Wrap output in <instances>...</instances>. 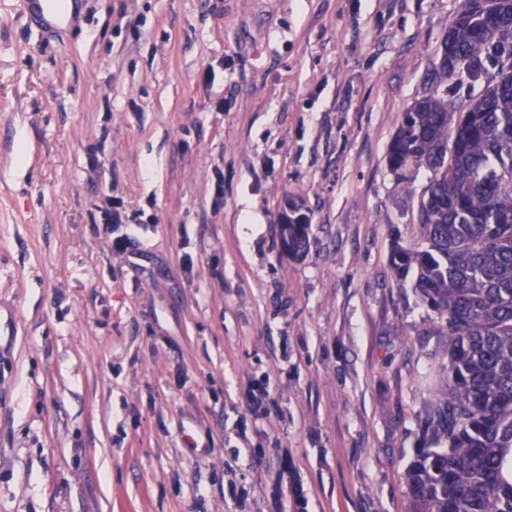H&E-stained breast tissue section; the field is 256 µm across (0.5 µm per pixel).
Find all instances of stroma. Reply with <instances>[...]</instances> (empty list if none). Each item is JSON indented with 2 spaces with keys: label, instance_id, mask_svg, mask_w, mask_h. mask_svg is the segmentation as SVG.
Returning <instances> with one entry per match:
<instances>
[{
  "label": "stroma",
  "instance_id": "1",
  "mask_svg": "<svg viewBox=\"0 0 512 512\" xmlns=\"http://www.w3.org/2000/svg\"><path fill=\"white\" fill-rule=\"evenodd\" d=\"M461 6L0 0V512H406L448 358L386 154ZM72 0H23V13L31 24L48 31H59L68 20ZM282 224L288 223L284 220ZM310 224H288V257L297 259L306 253Z\"/></svg>",
  "mask_w": 512,
  "mask_h": 512
}]
</instances>
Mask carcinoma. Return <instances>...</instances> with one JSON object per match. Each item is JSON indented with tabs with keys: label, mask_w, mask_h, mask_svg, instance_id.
Listing matches in <instances>:
<instances>
[{
	"label": "carcinoma",
	"mask_w": 512,
	"mask_h": 512,
	"mask_svg": "<svg viewBox=\"0 0 512 512\" xmlns=\"http://www.w3.org/2000/svg\"><path fill=\"white\" fill-rule=\"evenodd\" d=\"M463 63L494 72L476 97L460 94ZM428 83L387 150L405 192L413 171L430 173L422 243L394 245L390 264L448 338L435 446L406 467L407 512H512V0H463ZM308 245L309 225H288V257Z\"/></svg>",
	"instance_id": "1"
}]
</instances>
